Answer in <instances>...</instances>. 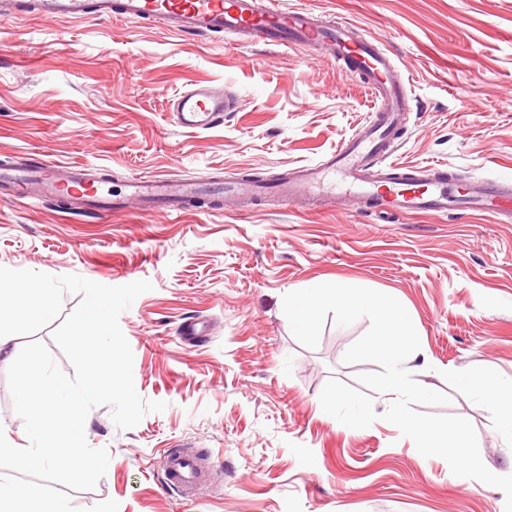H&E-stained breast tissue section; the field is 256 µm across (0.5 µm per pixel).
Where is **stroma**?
<instances>
[{"label":"stroma","instance_id":"obj_1","mask_svg":"<svg viewBox=\"0 0 512 512\" xmlns=\"http://www.w3.org/2000/svg\"><path fill=\"white\" fill-rule=\"evenodd\" d=\"M361 25L412 85L395 160L458 178L512 180V0H279ZM198 84L227 88L222 125L178 126L172 103ZM375 100L358 74L311 50L234 34L186 39L159 23L0 21V166L89 165L120 190L139 176L274 183L312 165L364 124ZM0 266L78 274L152 291L122 313L138 393L167 402L133 429L108 407L86 438L107 448L105 476L76 506L119 512H504L494 486L454 476L381 420L352 429L326 414L329 379L355 385L377 364L342 356L369 327L326 320L310 349L282 310L289 289L358 283L396 297L421 348L411 371L450 396L418 405L474 426L482 460L512 474V437L460 374L512 380V218L382 217L336 200L309 212L277 196L248 210L206 200L189 211L96 215L70 203L0 199ZM194 454L208 474L169 489L164 456Z\"/></svg>","mask_w":512,"mask_h":512}]
</instances>
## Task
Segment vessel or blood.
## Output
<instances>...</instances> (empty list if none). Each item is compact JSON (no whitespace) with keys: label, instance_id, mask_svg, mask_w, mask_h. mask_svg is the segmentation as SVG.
<instances>
[{"label":"vessel or blood","instance_id":"obj_1","mask_svg":"<svg viewBox=\"0 0 512 512\" xmlns=\"http://www.w3.org/2000/svg\"><path fill=\"white\" fill-rule=\"evenodd\" d=\"M27 14L67 20H162L171 32L183 36L232 32L245 44L261 42L314 50L338 68L362 74L376 105L365 124L321 162L290 170L274 183V190L289 204L316 208L340 190L358 207L386 215L460 210L512 217L511 182L453 180L445 171L429 165L393 161L395 135L404 112L410 109V98L394 72L390 55L360 36L356 23L328 25L309 10H281L276 0H0V20ZM234 103L230 92L200 85L181 93L173 103V112L184 129H208L220 124ZM0 184L12 185L38 199L76 197L101 215L108 214L114 205L103 181L77 163L42 167L20 163L0 168ZM206 190L223 193L239 209L251 205L258 192L254 183L245 180L220 184L156 176L128 180L122 198L138 208L170 214L186 210ZM165 474L171 488L186 489L203 480L196 459L180 451L167 454Z\"/></svg>","mask_w":512,"mask_h":512}]
</instances>
